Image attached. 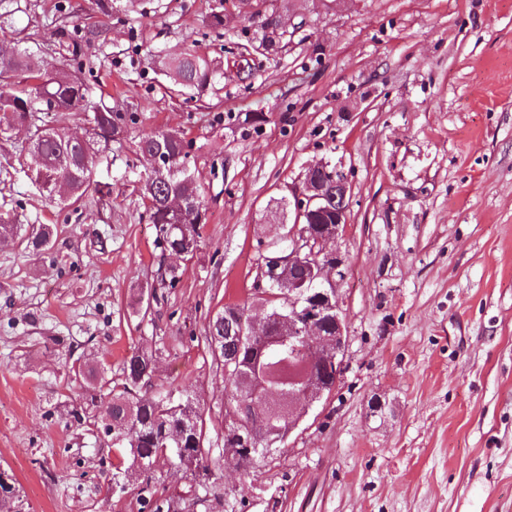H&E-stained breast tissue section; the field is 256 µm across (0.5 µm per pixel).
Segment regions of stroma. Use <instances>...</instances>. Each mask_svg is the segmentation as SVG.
<instances>
[{
  "label": "stroma",
  "mask_w": 512,
  "mask_h": 512,
  "mask_svg": "<svg viewBox=\"0 0 512 512\" xmlns=\"http://www.w3.org/2000/svg\"><path fill=\"white\" fill-rule=\"evenodd\" d=\"M89 13L91 98L137 116L124 144L95 146L109 195L48 200L18 156L25 131L0 139V213L55 229L42 255L0 243V468L23 512H142L181 492L163 464L113 492L110 439L59 414L82 400L73 366L95 357L117 389L138 347L155 383L206 411L213 468L190 512H512V0H112L105 15L92 0H0V44L62 66ZM188 48L224 65L200 98L170 94L159 64ZM157 130L191 141L206 224L149 305L163 260L135 143ZM323 162L351 185L329 244L345 260V372L285 447L223 470L224 381L202 338L225 303L260 309L257 242L281 233L265 210Z\"/></svg>",
  "instance_id": "stroma-1"
}]
</instances>
